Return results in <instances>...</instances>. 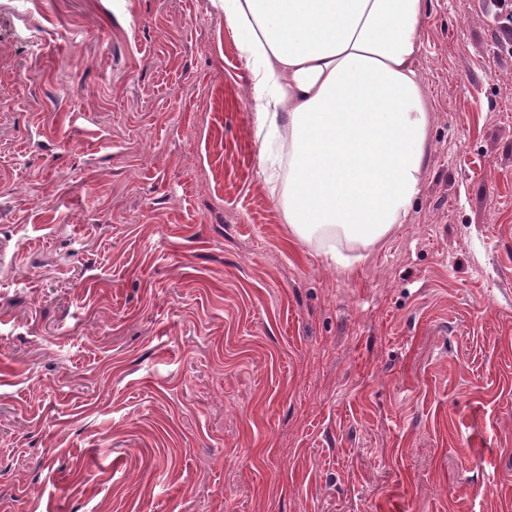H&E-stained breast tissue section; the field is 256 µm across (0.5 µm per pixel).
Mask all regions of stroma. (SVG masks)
Wrapping results in <instances>:
<instances>
[{"label": "stroma", "mask_w": 512, "mask_h": 512, "mask_svg": "<svg viewBox=\"0 0 512 512\" xmlns=\"http://www.w3.org/2000/svg\"><path fill=\"white\" fill-rule=\"evenodd\" d=\"M426 0L422 191L294 234L212 0H0V512H512V35Z\"/></svg>", "instance_id": "35a3bbf8"}]
</instances>
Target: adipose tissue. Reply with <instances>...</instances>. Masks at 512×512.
Listing matches in <instances>:
<instances>
[{"label": "adipose tissue", "mask_w": 512, "mask_h": 512, "mask_svg": "<svg viewBox=\"0 0 512 512\" xmlns=\"http://www.w3.org/2000/svg\"><path fill=\"white\" fill-rule=\"evenodd\" d=\"M254 65L258 130L278 136L276 201L303 239L374 242L422 189L430 110L414 68L424 0H219Z\"/></svg>", "instance_id": "ef3b65f1"}]
</instances>
